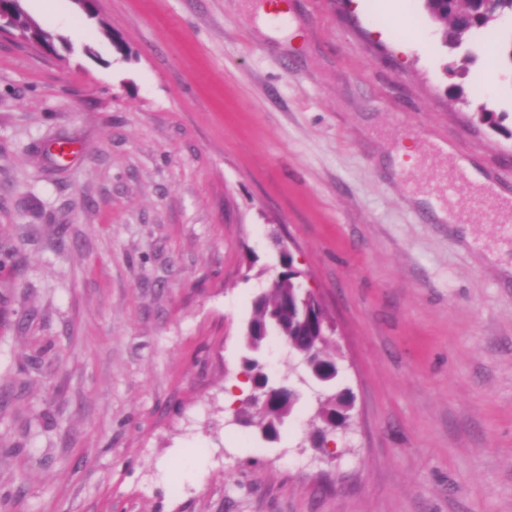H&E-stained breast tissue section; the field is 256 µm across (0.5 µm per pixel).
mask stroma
Returning a JSON list of instances; mask_svg holds the SVG:
<instances>
[{
  "mask_svg": "<svg viewBox=\"0 0 512 512\" xmlns=\"http://www.w3.org/2000/svg\"><path fill=\"white\" fill-rule=\"evenodd\" d=\"M263 2L0 37V512H512V18L451 49L422 0ZM282 242L352 408L322 433L302 386L269 442L228 395Z\"/></svg>",
  "mask_w": 512,
  "mask_h": 512,
  "instance_id": "35a3bbf8",
  "label": "stroma"
}]
</instances>
